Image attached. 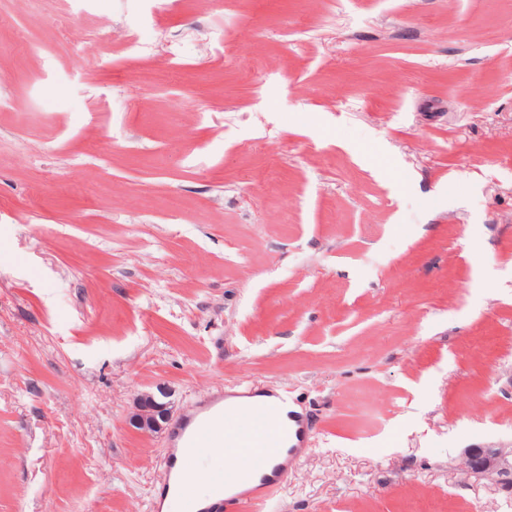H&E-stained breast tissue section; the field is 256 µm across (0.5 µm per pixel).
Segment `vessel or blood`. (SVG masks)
Instances as JSON below:
<instances>
[{"instance_id": "obj_1", "label": "vessel or blood", "mask_w": 512, "mask_h": 512, "mask_svg": "<svg viewBox=\"0 0 512 512\" xmlns=\"http://www.w3.org/2000/svg\"><path fill=\"white\" fill-rule=\"evenodd\" d=\"M286 404V397L277 394L259 405L229 409L223 391H213L191 413L173 422L164 485L180 484L183 470L206 461L212 485L223 492L221 512H256L285 481L288 464L295 461L307 437L308 428L298 419L273 423V416ZM217 442L232 449V464L210 462L209 453ZM281 453L285 462L274 463V456Z\"/></svg>"}]
</instances>
